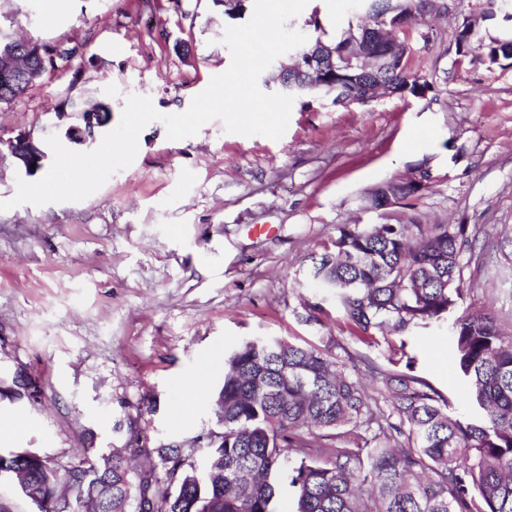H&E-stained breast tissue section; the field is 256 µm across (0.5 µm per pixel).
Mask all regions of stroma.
Wrapping results in <instances>:
<instances>
[{
  "instance_id": "stroma-1",
  "label": "stroma",
  "mask_w": 512,
  "mask_h": 512,
  "mask_svg": "<svg viewBox=\"0 0 512 512\" xmlns=\"http://www.w3.org/2000/svg\"><path fill=\"white\" fill-rule=\"evenodd\" d=\"M361 12L360 0H310L287 27L332 36ZM0 18L11 32L82 49L69 69L0 105L5 141L73 125L55 117L68 101L108 104L114 126L131 94L182 112L231 62L220 42L231 19L216 0H0ZM455 27L448 17L409 29L410 66L432 84L425 96L297 101L277 140L214 120L171 141L154 121L133 163L85 200L0 212V384L21 374L40 391L34 403L0 398V424L26 420L0 450L60 466L190 443L216 426L225 357L255 338L413 372L449 413L466 414L446 328L362 335L306 262L341 224L467 225L461 309L512 335V67L480 59L481 39L511 35L512 21L483 22L463 55ZM402 176L422 182L410 202L366 209L368 192Z\"/></svg>"
}]
</instances>
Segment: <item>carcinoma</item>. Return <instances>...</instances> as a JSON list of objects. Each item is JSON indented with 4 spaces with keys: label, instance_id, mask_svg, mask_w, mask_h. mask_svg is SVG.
<instances>
[{
    "label": "carcinoma",
    "instance_id": "carcinoma-1",
    "mask_svg": "<svg viewBox=\"0 0 512 512\" xmlns=\"http://www.w3.org/2000/svg\"><path fill=\"white\" fill-rule=\"evenodd\" d=\"M436 14L433 0H373V7L335 38L314 32L295 54L303 71L291 95L326 101L334 87L346 105L365 106L384 93L423 96L426 76L410 67L406 27ZM41 73L69 65L75 49L40 42ZM512 64V39H491L486 65ZM35 84L22 77L0 80V104H10ZM25 175L47 162L27 145ZM391 193H418L398 178L370 194L371 206ZM471 240L464 224H342L331 247L311 257L308 277L336 285L348 322L363 334L389 330L408 335L420 325L448 327V344L477 415L448 413V401L410 372L379 371L388 410L329 352L283 340H249L224 361L218 424L209 430V472L203 478L193 449L162 444L138 469L114 451L83 456L61 474L37 453L0 455V468L18 473L42 512H279L277 484L293 490L290 512H512V336L487 314L450 315L463 303L461 258ZM10 397L35 402L37 388L17 375ZM390 420L374 447L346 443L312 447L313 430ZM296 449L289 457L285 449Z\"/></svg>",
    "mask_w": 512,
    "mask_h": 512
}]
</instances>
